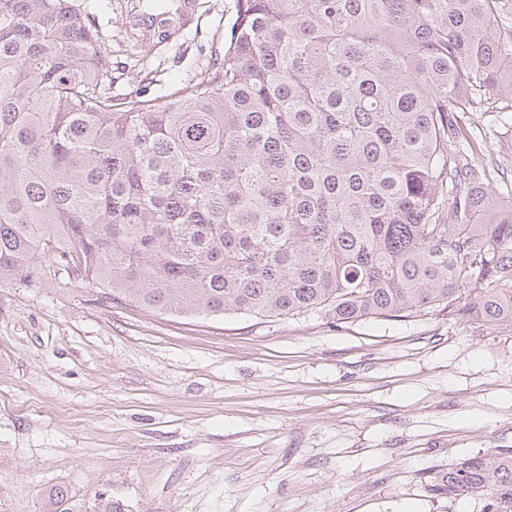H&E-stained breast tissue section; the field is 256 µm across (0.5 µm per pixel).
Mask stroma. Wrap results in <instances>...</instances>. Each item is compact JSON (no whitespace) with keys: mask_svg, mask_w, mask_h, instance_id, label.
<instances>
[{"mask_svg":"<svg viewBox=\"0 0 512 512\" xmlns=\"http://www.w3.org/2000/svg\"><path fill=\"white\" fill-rule=\"evenodd\" d=\"M112 95L154 99L223 58L235 0H195L168 38L131 0H71ZM484 160L512 155L489 112ZM512 449V328L430 308L336 323L156 315L45 265L0 280V512H485L433 492L449 464Z\"/></svg>","mask_w":512,"mask_h":512,"instance_id":"stroma-1","label":"stroma"}]
</instances>
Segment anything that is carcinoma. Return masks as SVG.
I'll return each instance as SVG.
<instances>
[{
	"instance_id": "1",
	"label": "carcinoma",
	"mask_w": 512,
	"mask_h": 512,
	"mask_svg": "<svg viewBox=\"0 0 512 512\" xmlns=\"http://www.w3.org/2000/svg\"><path fill=\"white\" fill-rule=\"evenodd\" d=\"M70 0H0V279L49 259L154 314L512 326V0H236L224 57L112 98ZM435 490L512 512V449ZM472 118L483 125L486 133L484 161L491 165L504 156L512 159V112H487L481 118Z\"/></svg>"
}]
</instances>
